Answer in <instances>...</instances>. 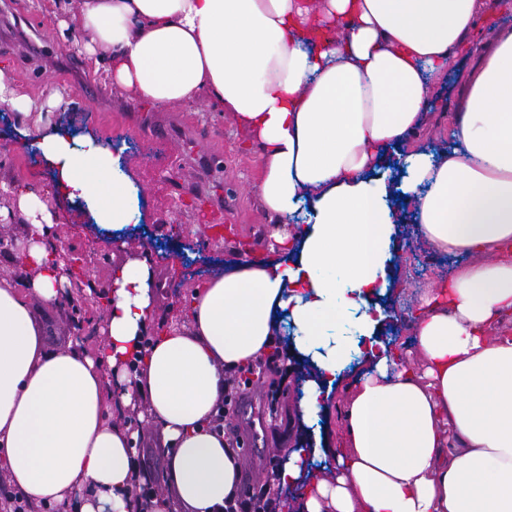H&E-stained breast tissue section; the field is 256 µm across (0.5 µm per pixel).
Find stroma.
<instances>
[{
	"mask_svg": "<svg viewBox=\"0 0 512 512\" xmlns=\"http://www.w3.org/2000/svg\"><path fill=\"white\" fill-rule=\"evenodd\" d=\"M477 63V58L464 51L449 61L447 77L430 102L434 120L415 140L423 151L436 153L449 148L448 128ZM0 68L33 99L41 100L49 92L58 91L63 101L53 120L68 126L72 134H89L101 140L110 136L122 143L120 167L138 190V212L135 223L118 236L123 240L118 247L114 244L118 237L95 223L86 204L57 194L56 175L38 152H31L32 164L25 177H18L20 135L12 113L0 112V141L8 145L7 150H0V180L19 181L21 186L49 198L58 217L52 227L53 237L86 260L92 280L108 285L115 266L130 259L146 261L154 275L157 322L180 328L185 324L180 314L184 298L204 280L233 269L241 259L240 243L249 244L251 257H269L273 226L254 188L257 149L228 114L213 111L203 99L191 106L156 105L106 82L103 74L61 36L58 16L49 9L48 0H0ZM146 113L158 120L176 114L186 116L201 132V148L221 158L222 176L194 179L192 170L178 164L177 143L148 146L143 133L133 125L137 116ZM198 191L227 201L223 241L211 240L199 223L192 198ZM395 205L399 216L398 258L386 298L392 318L381 337L415 361L419 353L410 321L419 310L420 291L448 277L468 257L431 251L416 231L415 205L401 199ZM31 309L44 330L47 348H67L71 343L68 310L37 301L32 302ZM362 370V365L351 364L335 382L317 425L295 432L289 429V418L302 395L305 372L299 362H292L282 373L251 374L252 385L264 393L277 391L279 399L275 410L265 413L263 452L258 454L247 447L238 451L243 476L263 484L271 471L272 454L284 459L293 450L317 444L322 453L308 457L307 469L312 473L330 470L346 391Z\"/></svg>",
	"mask_w": 512,
	"mask_h": 512,
	"instance_id": "stroma-1",
	"label": "stroma"
}]
</instances>
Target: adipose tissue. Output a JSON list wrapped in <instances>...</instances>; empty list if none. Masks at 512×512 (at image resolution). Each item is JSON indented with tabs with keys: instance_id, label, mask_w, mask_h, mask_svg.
<instances>
[{
	"instance_id": "adipose-tissue-1",
	"label": "adipose tissue",
	"mask_w": 512,
	"mask_h": 512,
	"mask_svg": "<svg viewBox=\"0 0 512 512\" xmlns=\"http://www.w3.org/2000/svg\"><path fill=\"white\" fill-rule=\"evenodd\" d=\"M484 0H59L112 84L157 105L207 99L258 147L256 192L270 223L306 221L287 246L213 276L190 296L186 329L142 340L151 272L111 277L96 352L47 349L32 301L58 304L66 279L45 239L50 201L0 181L23 222L26 277L0 276V467L10 487L56 512H140L134 434L117 414L144 407L173 452L174 497L152 512H215L239 461L209 428L224 372L270 354L281 321L314 368L298 417L312 426L353 358L367 369L344 404L336 464L307 477L302 451L279 471L301 484L299 512H512V30L474 40ZM480 59L439 154L408 153L407 175L373 178L375 160L425 125L428 100L461 49ZM0 105L24 144L86 201L96 223L132 219L137 190L109 148L75 147L0 70ZM418 201L432 251L468 255L424 289L410 328L419 364L378 340L397 255L394 193ZM136 372H128L129 361Z\"/></svg>"
}]
</instances>
